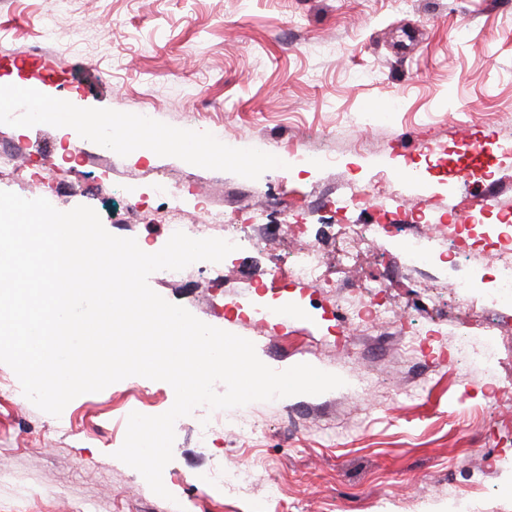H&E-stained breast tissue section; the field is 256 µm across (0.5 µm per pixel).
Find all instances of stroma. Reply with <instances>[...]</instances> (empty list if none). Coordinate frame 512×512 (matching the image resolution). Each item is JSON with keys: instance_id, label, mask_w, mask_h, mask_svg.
I'll return each instance as SVG.
<instances>
[{"instance_id": "35a3bbf8", "label": "stroma", "mask_w": 512, "mask_h": 512, "mask_svg": "<svg viewBox=\"0 0 512 512\" xmlns=\"http://www.w3.org/2000/svg\"><path fill=\"white\" fill-rule=\"evenodd\" d=\"M34 57L45 62V94L65 86L80 109L74 141L101 114L145 112L165 133L200 131L234 149L262 142L291 163L237 174L95 144L90 165L69 167L57 123L20 118L0 123V151L15 156L0 167V191L61 211L91 207L109 233L153 253L168 241L167 207L148 198L159 178L189 181L185 224L201 218L202 198L240 221L266 207L258 244L178 277L155 271L148 283L253 342L272 369L314 364L345 384L239 407L238 426L206 435L195 415L183 417L165 499L115 453L131 412L171 408L168 383L131 376L55 417L0 363V471L27 487L18 504L0 484V512H75L81 501L94 512H451L452 485L471 512H512V405L489 400L512 384V354L490 374L451 359L462 331L482 345L489 323L512 339V308L473 319L457 304V286L490 275L494 249L463 238L456 263L435 257L411 271L396 264L398 243L360 248L348 268L339 260L341 225L407 221L438 235L453 221L452 195L492 193L484 223L512 225V0H0V81H28ZM463 129L494 136L497 149L464 159ZM312 137L332 160L310 170L302 153ZM401 137L414 147L399 148ZM396 157L417 164L420 195L388 166ZM346 181L366 199L341 211ZM308 245L328 288L283 280L253 295ZM376 282L402 328L362 333L330 318L336 286ZM269 301L295 317L266 322L258 310ZM242 462L255 472L249 489L197 481Z\"/></svg>"}]
</instances>
